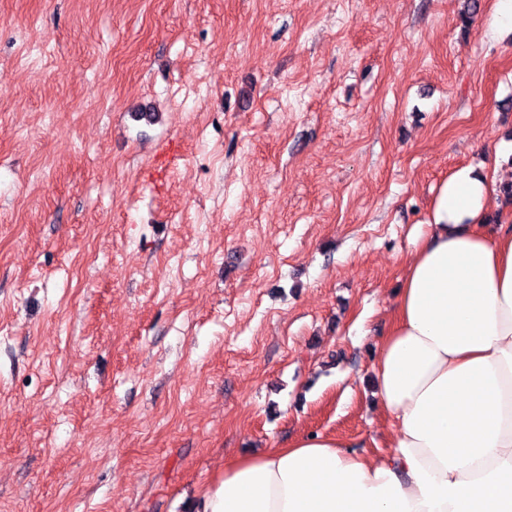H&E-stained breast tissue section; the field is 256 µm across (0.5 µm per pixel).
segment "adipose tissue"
Masks as SVG:
<instances>
[{
    "instance_id": "obj_1",
    "label": "adipose tissue",
    "mask_w": 512,
    "mask_h": 512,
    "mask_svg": "<svg viewBox=\"0 0 512 512\" xmlns=\"http://www.w3.org/2000/svg\"><path fill=\"white\" fill-rule=\"evenodd\" d=\"M457 172L373 364L385 452L318 435L225 462L196 512H512V211Z\"/></svg>"
}]
</instances>
